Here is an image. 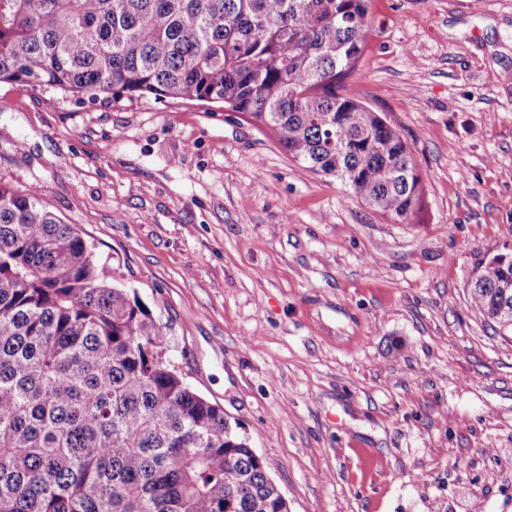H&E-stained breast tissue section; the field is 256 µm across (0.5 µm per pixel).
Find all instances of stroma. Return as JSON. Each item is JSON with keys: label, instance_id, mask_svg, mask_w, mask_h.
<instances>
[{"label": "stroma", "instance_id": "1", "mask_svg": "<svg viewBox=\"0 0 512 512\" xmlns=\"http://www.w3.org/2000/svg\"><path fill=\"white\" fill-rule=\"evenodd\" d=\"M347 82L423 205L399 224L216 104L0 83V181L37 186L290 512H512V338L469 308L512 252V0H369Z\"/></svg>", "mask_w": 512, "mask_h": 512}]
</instances>
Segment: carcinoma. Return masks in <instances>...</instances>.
<instances>
[{
  "label": "carcinoma",
  "mask_w": 512,
  "mask_h": 512,
  "mask_svg": "<svg viewBox=\"0 0 512 512\" xmlns=\"http://www.w3.org/2000/svg\"><path fill=\"white\" fill-rule=\"evenodd\" d=\"M370 26L368 0H0V82L218 104L408 224L412 151L345 83ZM468 302L511 334L512 259L481 262ZM0 512H288L94 244L2 182Z\"/></svg>",
  "instance_id": "obj_1"
}]
</instances>
